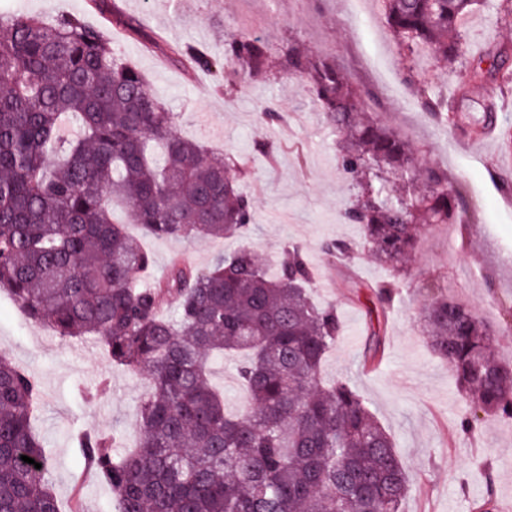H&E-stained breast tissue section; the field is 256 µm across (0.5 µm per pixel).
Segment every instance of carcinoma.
<instances>
[{"mask_svg": "<svg viewBox=\"0 0 512 512\" xmlns=\"http://www.w3.org/2000/svg\"><path fill=\"white\" fill-rule=\"evenodd\" d=\"M415 69L428 47L453 67L477 0H379ZM178 57L219 71L225 86L282 71L307 79L314 105L340 137L343 171L360 189L343 219L364 227V248L397 266L425 226L461 222L464 197L447 170L415 165L410 141L365 111L369 92L295 39L278 58L241 31L214 58ZM441 124L448 100L415 89ZM73 123L78 134L59 131ZM214 153L176 132V116L109 37L76 15L53 22L0 9V288L34 323L62 337L94 336L112 362L149 377L141 440L80 430L85 467L112 487V512H402L406 472L368 401L346 381L317 384L341 333L333 309L311 299L303 248L282 247L275 273L247 249L202 269L173 262L148 283V254L114 221L157 238H223L254 219L252 200ZM177 305L173 318L163 304ZM434 352L478 408L512 420V365L488 325L443 293L426 308ZM245 356L238 374L250 405L230 414L210 362ZM38 381L0 353V512H61L50 461L31 426ZM26 455L37 469L20 459Z\"/></svg>", "mask_w": 512, "mask_h": 512, "instance_id": "obj_1", "label": "carcinoma"}]
</instances>
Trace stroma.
<instances>
[{"label":"stroma","instance_id":"obj_1","mask_svg":"<svg viewBox=\"0 0 512 512\" xmlns=\"http://www.w3.org/2000/svg\"><path fill=\"white\" fill-rule=\"evenodd\" d=\"M288 2L104 0L95 6L91 0H0V7L49 22L77 15L106 29L120 57L177 114L180 133L246 161L249 172L240 185L253 199L255 222L244 236L161 239L128 224L151 257V278L163 275L175 258L203 268L218 255L246 247L271 262L284 244L303 245L312 269L311 297L335 307L342 327L322 362L320 380H349L390 434L408 480L402 512H448L452 504L457 512H479L490 495L498 512H512V423L484 413L478 434L461 431L460 419L473 403L431 351L423 321L434 289H447L487 322L501 357L512 354V185L501 180L512 175V156L498 144L465 140L463 121L444 126L423 112L404 89L409 75L381 11L352 18L344 0H304L297 15ZM115 6L140 22L139 33L113 26ZM245 29L263 38L271 53L294 37L336 62L370 89L366 110L408 137L417 163L446 169L463 193L466 223L428 227L397 278L391 304L379 314L369 310L371 288L390 280L391 272L363 252L362 227L341 218L356 191L340 169L336 137L312 105L305 80L279 73L224 90L211 73L173 56L187 43L223 54L225 40ZM502 41H512V17L499 0H479L461 32L456 67L433 57L417 63L410 76L460 112L488 108L500 127L512 128V88L467 77ZM267 104L282 113L283 125L261 120ZM262 138L274 145L275 162L256 151ZM336 240L351 246L350 256L325 252V244ZM1 352L40 384L34 425L51 459L50 481L63 512L75 501L81 512H110L111 490L84 477V461L69 434L90 429L134 443L144 375L113 364L94 337L64 339L32 323L4 290Z\"/></svg>","mask_w":512,"mask_h":512}]
</instances>
